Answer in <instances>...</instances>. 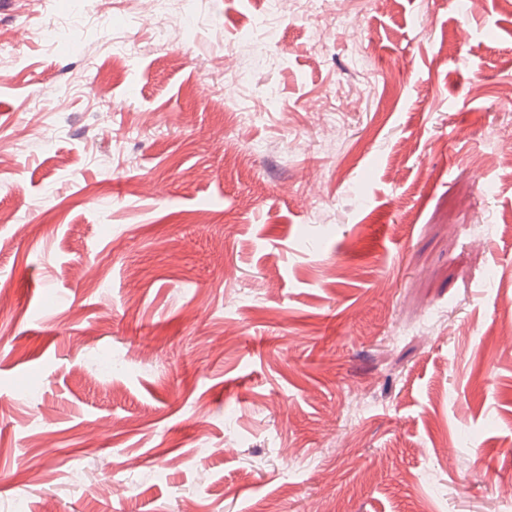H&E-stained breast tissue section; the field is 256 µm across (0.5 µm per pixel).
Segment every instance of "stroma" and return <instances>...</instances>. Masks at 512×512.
Listing matches in <instances>:
<instances>
[{
    "label": "stroma",
    "instance_id": "35a3bbf8",
    "mask_svg": "<svg viewBox=\"0 0 512 512\" xmlns=\"http://www.w3.org/2000/svg\"><path fill=\"white\" fill-rule=\"evenodd\" d=\"M335 3L0 0V512H512V5ZM264 2V10L249 22L252 33L264 31L275 16L288 11V4L290 3L303 8L307 12H317L329 4L325 0H264Z\"/></svg>",
    "mask_w": 512,
    "mask_h": 512
}]
</instances>
